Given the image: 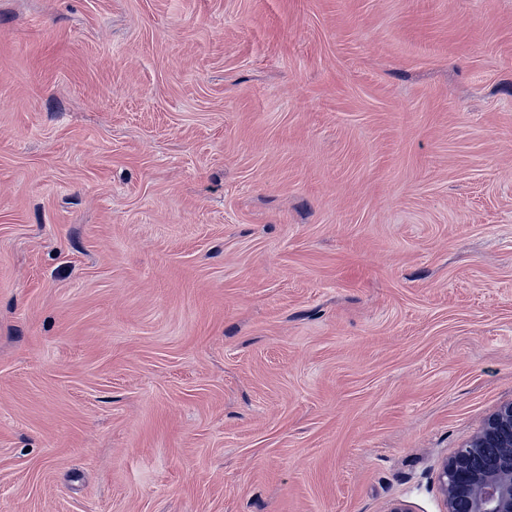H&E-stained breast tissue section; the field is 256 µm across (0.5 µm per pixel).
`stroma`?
Instances as JSON below:
<instances>
[{
	"instance_id": "stroma-1",
	"label": "stroma",
	"mask_w": 512,
	"mask_h": 512,
	"mask_svg": "<svg viewBox=\"0 0 512 512\" xmlns=\"http://www.w3.org/2000/svg\"><path fill=\"white\" fill-rule=\"evenodd\" d=\"M512 401V0H0V512H443Z\"/></svg>"
}]
</instances>
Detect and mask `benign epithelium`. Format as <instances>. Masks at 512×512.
<instances>
[{
	"label": "benign epithelium",
	"instance_id": "7a95c632",
	"mask_svg": "<svg viewBox=\"0 0 512 512\" xmlns=\"http://www.w3.org/2000/svg\"><path fill=\"white\" fill-rule=\"evenodd\" d=\"M445 512H512V402L440 466Z\"/></svg>",
	"mask_w": 512,
	"mask_h": 512
}]
</instances>
